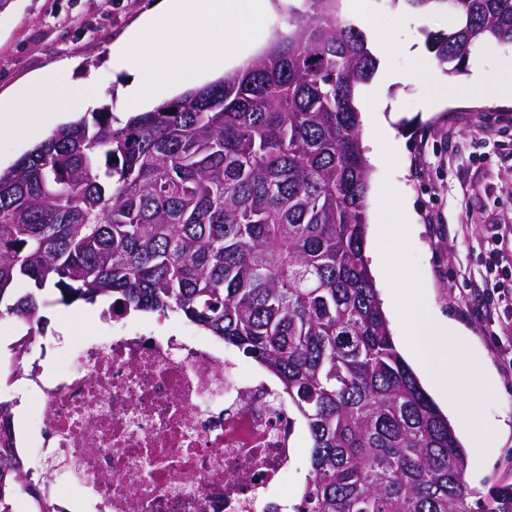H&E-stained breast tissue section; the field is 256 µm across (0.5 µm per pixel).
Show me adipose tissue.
<instances>
[{"mask_svg":"<svg viewBox=\"0 0 512 512\" xmlns=\"http://www.w3.org/2000/svg\"><path fill=\"white\" fill-rule=\"evenodd\" d=\"M83 95L82 86H63L45 75L32 78L18 87L12 97L0 99V138L23 137L28 133L22 116L13 110L15 101L27 100L39 106L43 112L42 125L52 127L73 113ZM447 344L452 346L453 354L445 358L441 351ZM406 349L416 361L427 364L430 383L447 398L449 405H456L463 391L493 383L491 375L481 369L463 329L452 319L416 321Z\"/></svg>","mask_w":512,"mask_h":512,"instance_id":"1","label":"adipose tissue"}]
</instances>
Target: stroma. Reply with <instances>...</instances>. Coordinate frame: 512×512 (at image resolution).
I'll return each instance as SVG.
<instances>
[{"label":"stroma","mask_w":512,"mask_h":512,"mask_svg":"<svg viewBox=\"0 0 512 512\" xmlns=\"http://www.w3.org/2000/svg\"><path fill=\"white\" fill-rule=\"evenodd\" d=\"M154 0H0V95L41 74L63 85L86 83L90 91L79 110L106 106L117 117L154 109L150 98L131 103L128 74L110 58L112 45L147 11ZM383 48V63L403 77L382 90L378 81L362 86L361 98L386 95L395 112L393 140H382L367 196L368 219L379 218L384 232L368 238L366 251L399 257L400 269L373 271L381 299H389L401 275L423 279L424 290L409 307L414 315L445 316L465 327L482 367L495 384L460 397L448 419L467 454L464 478L470 505L486 499L491 487L512 483V429L497 437L493 452L480 456L488 424L512 419V373L501 364L507 342L494 335L487 319L464 314L474 285L512 288V102L475 93L468 74L417 78L418 62L407 42L424 44L425 31L451 23L442 12L412 13L363 0ZM482 66L490 87L512 84V45L488 43L470 55ZM86 305L52 303L42 313L48 336L66 325L80 337L96 319ZM19 325L0 320V400L13 402L18 446L28 406L18 405L17 370L9 367Z\"/></svg>","instance_id":"stroma-1"}]
</instances>
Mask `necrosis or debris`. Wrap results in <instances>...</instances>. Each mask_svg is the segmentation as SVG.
<instances>
[{
    "instance_id": "1",
    "label": "necrosis or debris",
    "mask_w": 512,
    "mask_h": 512,
    "mask_svg": "<svg viewBox=\"0 0 512 512\" xmlns=\"http://www.w3.org/2000/svg\"><path fill=\"white\" fill-rule=\"evenodd\" d=\"M116 314L57 356L32 335L42 427L25 449L62 486L51 512H288L299 422L277 382L193 329Z\"/></svg>"
}]
</instances>
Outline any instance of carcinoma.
I'll return each mask as SVG.
<instances>
[{
	"mask_svg": "<svg viewBox=\"0 0 512 512\" xmlns=\"http://www.w3.org/2000/svg\"><path fill=\"white\" fill-rule=\"evenodd\" d=\"M288 6L295 31L246 67L119 121L63 124L0 170V319L42 334L41 293L174 312L253 359L307 429L291 512H473L466 452L398 351L364 261L371 169L359 87L378 60L345 0ZM444 11L426 43L455 76L512 44V0H385ZM24 489L0 401V512ZM481 512H512V483Z\"/></svg>",
	"mask_w": 512,
	"mask_h": 512,
	"instance_id": "obj_1",
	"label": "carcinoma"
}]
</instances>
